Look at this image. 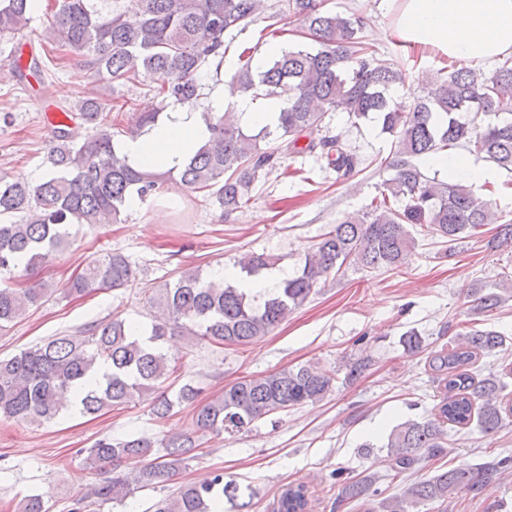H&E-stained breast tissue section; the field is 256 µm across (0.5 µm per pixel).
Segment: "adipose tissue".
<instances>
[{
  "mask_svg": "<svg viewBox=\"0 0 512 512\" xmlns=\"http://www.w3.org/2000/svg\"><path fill=\"white\" fill-rule=\"evenodd\" d=\"M393 35L399 45L438 53L459 65L492 64L512 55V0H393ZM231 103L250 126L275 128L283 108L279 99L256 108L245 96L217 89L212 106ZM210 137L209 125L196 100L179 102L156 125L120 150L137 168L164 170L193 155Z\"/></svg>",
  "mask_w": 512,
  "mask_h": 512,
  "instance_id": "ef3b65f1",
  "label": "adipose tissue"
}]
</instances>
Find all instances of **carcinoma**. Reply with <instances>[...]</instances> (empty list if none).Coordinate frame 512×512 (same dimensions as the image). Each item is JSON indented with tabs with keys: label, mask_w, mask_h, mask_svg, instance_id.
<instances>
[{
	"label": "carcinoma",
	"mask_w": 512,
	"mask_h": 512,
	"mask_svg": "<svg viewBox=\"0 0 512 512\" xmlns=\"http://www.w3.org/2000/svg\"><path fill=\"white\" fill-rule=\"evenodd\" d=\"M266 8V0H57L50 30L56 50L85 60L94 75L110 81H132L152 75L161 104L201 95L199 74L213 65L220 70L226 53L224 36L241 32ZM288 18L306 28L319 44L314 51L288 49L269 64H239L229 86L253 99L276 97L286 103L275 129L244 132L234 112L207 113L211 138L180 164L166 171L132 167L120 155L114 137H135L155 125L162 113L143 112L126 126L109 121L100 100L78 101L71 121L91 135L73 138L67 125L54 131L46 156V173L37 181L24 175L0 177V277L14 282L0 288V331L51 297L45 280L34 271L62 251L72 230L121 222L128 200H145L161 192L176 176L191 192L218 204L228 215L251 199L254 183L279 166L284 152L320 149L336 174L350 177L359 166L339 137L319 132L324 115L337 110L357 120L374 119L392 137L395 150L379 162L393 171L367 212L351 213L323 233L304 264L282 280L263 302L246 289L185 270L150 289L147 302L158 310L150 330L114 316L86 329L78 338L57 336L10 358L0 359V419L16 423L50 422L67 410L69 394L79 386L80 412L96 414L148 401L159 419L174 407L194 406L192 426L158 440L130 436L103 438L88 449L85 464L112 477L89 494L74 499L72 512H84L87 499L123 503L135 488L168 482L192 458L198 435L233 436L256 422L296 406L322 401L337 388V373L315 365L282 369L224 387V392L195 405L198 390L185 383L172 396L156 395L178 371L162 343L168 336H196L218 345H245L275 331L303 306L321 281L345 266L363 270H398L415 248L410 228L424 236L455 244L482 234L490 222L488 202L472 187L445 183L425 175L413 159L462 148L512 171V59L493 70L454 67L436 89L409 105H391L392 90L405 84L406 73L384 63L361 46L359 34L368 18L327 8V0H286ZM33 20L30 0H0V38L23 33ZM277 136L274 147L260 142ZM306 138L302 147L298 142ZM270 254L248 252L237 261L246 278L276 268ZM136 271L125 255L107 251L91 258L66 283L64 293L83 296L121 290L133 284ZM512 299V274L503 276L495 292H479L474 310L485 314ZM505 337L493 329L465 328L448 347L429 352L428 367L438 384V402L421 420H407L388 435L387 455L394 477L412 473L428 458L448 451V430L477 423L486 434L497 432L512 417V398L500 371L478 377L474 365L497 353ZM102 365V377L92 374ZM502 462L481 467L462 464L403 487L382 500V512H411L419 504H444L462 488L492 480ZM368 476L343 481V501L367 498ZM240 487L217 473L202 483H187L159 500L155 512H220L224 500L235 501ZM311 495L303 482L279 493L274 512H310Z\"/></svg>",
	"instance_id": "1"
}]
</instances>
